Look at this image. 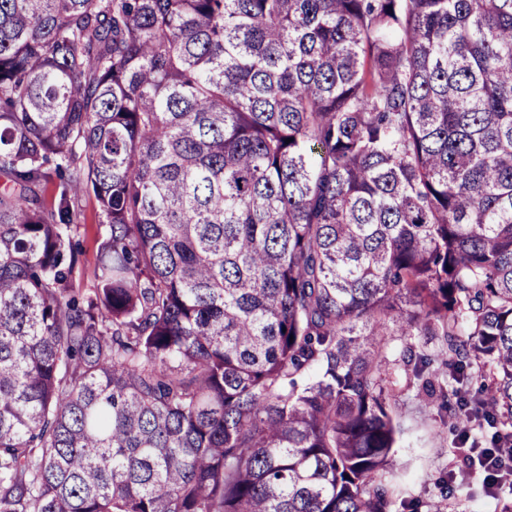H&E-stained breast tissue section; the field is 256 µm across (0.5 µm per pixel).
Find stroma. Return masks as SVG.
Segmentation results:
<instances>
[{"label":"stroma","mask_w":512,"mask_h":512,"mask_svg":"<svg viewBox=\"0 0 512 512\" xmlns=\"http://www.w3.org/2000/svg\"><path fill=\"white\" fill-rule=\"evenodd\" d=\"M101 227L94 198L82 197L72 232L82 256L74 273L76 287H91L97 270V246ZM400 425L394 450L395 473L390 478L393 495L389 512H408V504L425 506L439 501L447 512H502L512 505V488L486 495L477 479L450 481L448 463L458 451L456 434L444 423L438 408H424L415 389L403 391L393 407Z\"/></svg>","instance_id":"35a3bbf8"}]
</instances>
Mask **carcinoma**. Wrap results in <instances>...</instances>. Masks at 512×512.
Wrapping results in <instances>:
<instances>
[{"label":"carcinoma","instance_id":"carcinoma-1","mask_svg":"<svg viewBox=\"0 0 512 512\" xmlns=\"http://www.w3.org/2000/svg\"><path fill=\"white\" fill-rule=\"evenodd\" d=\"M388 336L512 447V0H0V512H387ZM98 207L93 197H81L77 211V224L71 234L82 251L80 264L74 273L76 287L90 288L97 272V246L102 227L98 221Z\"/></svg>","mask_w":512,"mask_h":512}]
</instances>
